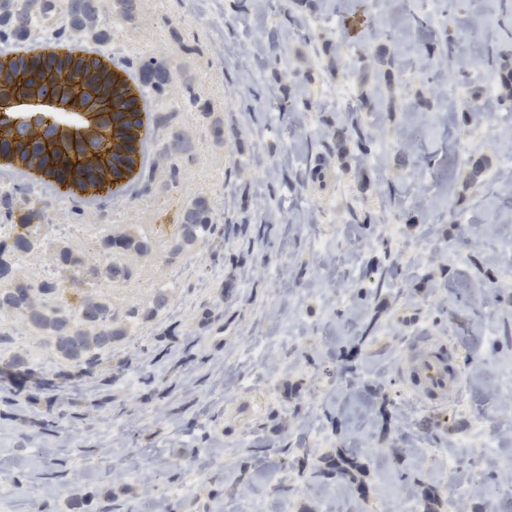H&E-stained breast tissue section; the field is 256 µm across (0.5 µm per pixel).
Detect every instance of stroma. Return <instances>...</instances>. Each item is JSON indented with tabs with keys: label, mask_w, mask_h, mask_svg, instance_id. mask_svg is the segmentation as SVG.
Listing matches in <instances>:
<instances>
[{
	"label": "stroma",
	"mask_w": 512,
	"mask_h": 512,
	"mask_svg": "<svg viewBox=\"0 0 512 512\" xmlns=\"http://www.w3.org/2000/svg\"><path fill=\"white\" fill-rule=\"evenodd\" d=\"M95 6L169 72L145 176L65 199L0 169L58 227L19 268L99 259L109 227L150 242L116 316L171 297L89 375L7 318L39 382L0 395V512H512V0ZM198 200L217 229L175 252ZM424 338L462 374L440 410L401 381Z\"/></svg>",
	"instance_id": "obj_1"
}]
</instances>
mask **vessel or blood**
Instances as JSON below:
<instances>
[{
    "instance_id": "obj_1",
    "label": "vessel or blood",
    "mask_w": 512,
    "mask_h": 512,
    "mask_svg": "<svg viewBox=\"0 0 512 512\" xmlns=\"http://www.w3.org/2000/svg\"><path fill=\"white\" fill-rule=\"evenodd\" d=\"M404 386L426 406L444 408L462 384L460 371H449L445 343L422 347L408 363Z\"/></svg>"
}]
</instances>
